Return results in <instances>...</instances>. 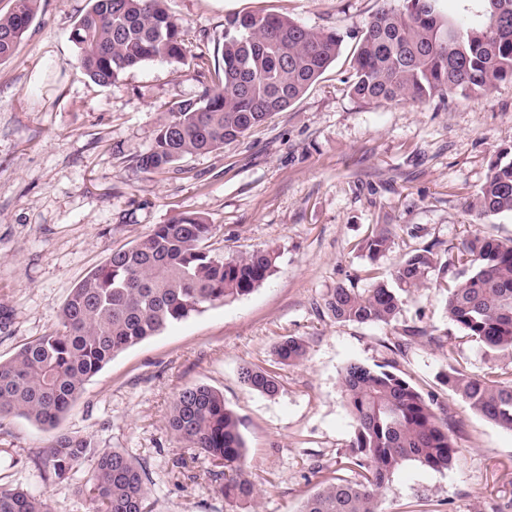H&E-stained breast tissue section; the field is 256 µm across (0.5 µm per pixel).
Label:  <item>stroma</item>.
<instances>
[{
	"mask_svg": "<svg viewBox=\"0 0 512 512\" xmlns=\"http://www.w3.org/2000/svg\"><path fill=\"white\" fill-rule=\"evenodd\" d=\"M88 3L37 0L15 53L0 61V359L53 330L76 284L175 213L213 224L215 252L272 247L279 257L252 294L116 355L55 429L1 419L0 484L49 495L54 512H90L80 493L89 464L65 481L36 464L65 433L141 462L153 512H299L321 480L352 476L344 368L392 359L399 374L447 404L462 453L441 472L400 465L382 512H512V432L440 382L452 364L481 376L504 363L459 344L444 302L462 271L455 258L464 237L512 239V214L481 219L471 208L499 151L512 150V83L479 96L369 102L351 92L353 54L377 0H167L190 58L149 61L100 84L80 67L70 38ZM259 9L338 32L340 55L286 110L223 149L186 156L163 173L137 170L162 113L199 95L195 56L215 61L226 18ZM379 224L396 225L397 234L373 263L362 245ZM427 246L449 267L406 298L396 323L328 315L331 288L388 278L407 253ZM407 328L421 336L406 345ZM289 336L305 341L307 357L281 366L272 349ZM245 365L274 371L277 394L243 385ZM198 383L222 391L238 416L257 501L224 500L206 457L169 432L175 395Z\"/></svg>",
	"mask_w": 512,
	"mask_h": 512,
	"instance_id": "obj_1",
	"label": "stroma"
}]
</instances>
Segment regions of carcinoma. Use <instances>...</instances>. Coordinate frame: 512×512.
<instances>
[{
  "mask_svg": "<svg viewBox=\"0 0 512 512\" xmlns=\"http://www.w3.org/2000/svg\"><path fill=\"white\" fill-rule=\"evenodd\" d=\"M35 2L14 0L12 10L0 15V60L13 54L28 30ZM165 2L89 0L71 32L84 71L109 84L148 61L185 60L184 31ZM381 2L354 55L356 97L424 102L483 94L512 81V0H483L482 15L469 25L444 15L441 0H404L400 9ZM342 42L334 31H314L276 14L227 18L222 64L210 69L205 61L198 63L202 94L163 113L151 148L135 159V167L163 173L188 155L224 148L300 98L336 60ZM475 207L482 218L512 214V161L491 166ZM213 231L204 218L180 212L131 247L114 251L72 289L52 332L0 361V419L17 415L55 427L86 381L118 353L209 306L251 294L273 274L275 249L226 257L207 248ZM393 237V227L378 225L365 243L369 259L384 256ZM458 260L467 269L448 285V322L467 341L512 361V240L471 234L461 241ZM443 268L432 249H418L394 267L390 281L363 289L339 284L324 306L341 322L390 325L404 296ZM273 355L279 364L294 365L306 358L307 346L289 336L274 345ZM391 367L387 361L375 369L356 363L345 368L340 389L354 421L348 464L355 479L321 481L300 512H381L385 490L402 463L434 471L454 466L460 448L447 406ZM240 379L264 395L279 390L276 375L264 368L244 367ZM442 385L488 422L512 432V369L492 367L476 377L450 364ZM168 426L177 443L216 467L213 477L225 499H256L240 421L222 392L200 383L184 388L173 399ZM86 461L91 469L85 490L93 512H151L146 473L135 458L68 434L56 436L43 457L59 481L70 479ZM0 512H52V506L45 494L1 485Z\"/></svg>",
  "mask_w": 512,
  "mask_h": 512,
  "instance_id": "cac0c4a2",
  "label": "carcinoma"
}]
</instances>
